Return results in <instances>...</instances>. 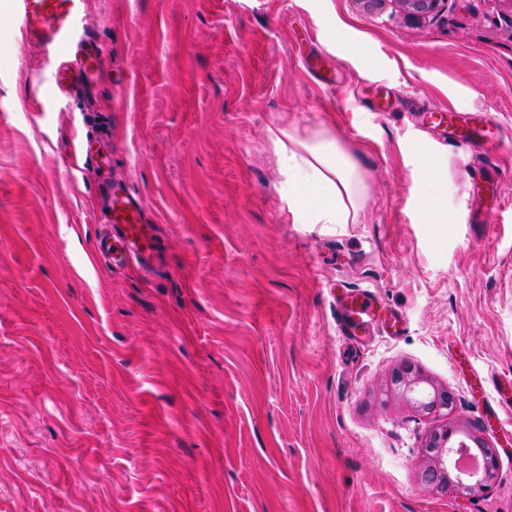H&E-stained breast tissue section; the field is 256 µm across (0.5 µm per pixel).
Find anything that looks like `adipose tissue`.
I'll return each instance as SVG.
<instances>
[{
	"label": "adipose tissue",
	"mask_w": 512,
	"mask_h": 512,
	"mask_svg": "<svg viewBox=\"0 0 512 512\" xmlns=\"http://www.w3.org/2000/svg\"><path fill=\"white\" fill-rule=\"evenodd\" d=\"M278 160L279 189L300 224H352L365 198V179L328 130L268 129Z\"/></svg>",
	"instance_id": "obj_1"
}]
</instances>
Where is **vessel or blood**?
<instances>
[{
    "label": "vessel or blood",
    "instance_id": "obj_1",
    "mask_svg": "<svg viewBox=\"0 0 512 512\" xmlns=\"http://www.w3.org/2000/svg\"><path fill=\"white\" fill-rule=\"evenodd\" d=\"M88 10V0H16V41L38 46L50 55H62L51 75L53 87L68 96L84 92L98 75L100 48L90 36H76L78 23ZM436 125L448 131V141L457 146L469 142L473 124L492 131L489 113H473L470 122H460L458 113L433 115ZM101 214L107 228L95 240L94 258L108 268L136 261L144 272L158 266L160 243L156 225L147 222L139 196L123 180L98 186ZM336 328L351 336L370 335L382 326L391 336L400 335L406 323L402 312L394 310L372 291H347L336 298Z\"/></svg>",
    "mask_w": 512,
    "mask_h": 512
}]
</instances>
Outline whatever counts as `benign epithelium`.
<instances>
[{"instance_id":"7a95c632","label":"benign epithelium","mask_w":512,"mask_h":512,"mask_svg":"<svg viewBox=\"0 0 512 512\" xmlns=\"http://www.w3.org/2000/svg\"><path fill=\"white\" fill-rule=\"evenodd\" d=\"M406 17L421 21L437 12L442 0H395ZM390 389L415 404L426 414L447 411L453 406L452 395L445 387L434 384L412 364H402L391 373ZM481 450V464L457 483L466 484L471 492L484 491L498 479L497 449L483 439L453 425L433 430L425 445L420 481L438 493L448 492L449 469L454 457L469 444Z\"/></svg>"}]
</instances>
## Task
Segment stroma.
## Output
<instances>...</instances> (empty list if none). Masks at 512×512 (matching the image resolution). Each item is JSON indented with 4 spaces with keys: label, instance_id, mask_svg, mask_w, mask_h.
<instances>
[{
    "label": "stroma",
    "instance_id": "stroma-1",
    "mask_svg": "<svg viewBox=\"0 0 512 512\" xmlns=\"http://www.w3.org/2000/svg\"><path fill=\"white\" fill-rule=\"evenodd\" d=\"M13 13L0 0V512H512V452L476 495L419 481L434 429L487 436L475 375L512 373V140L474 154L421 122L482 109L512 130V0L420 23L396 0H89L104 55L75 100ZM276 124L355 158L357 223L295 222ZM74 131L96 159L76 174ZM115 175L163 230L154 275L93 261L91 189ZM345 286L404 332L340 335ZM404 363L454 409L390 391Z\"/></svg>",
    "mask_w": 512,
    "mask_h": 512
}]
</instances>
